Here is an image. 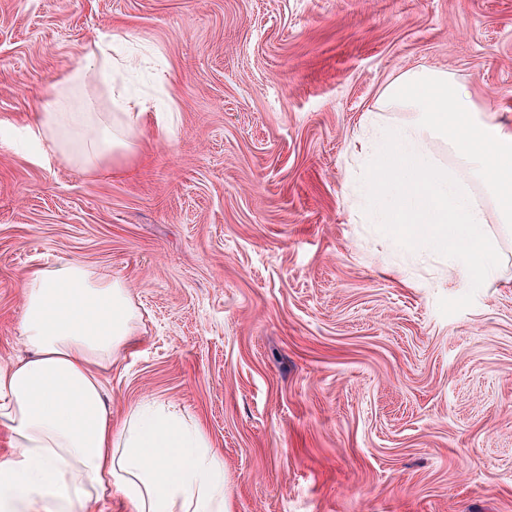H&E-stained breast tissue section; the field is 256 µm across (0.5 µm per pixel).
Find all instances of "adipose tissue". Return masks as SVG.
I'll return each mask as SVG.
<instances>
[{
    "label": "adipose tissue",
    "mask_w": 512,
    "mask_h": 512,
    "mask_svg": "<svg viewBox=\"0 0 512 512\" xmlns=\"http://www.w3.org/2000/svg\"><path fill=\"white\" fill-rule=\"evenodd\" d=\"M113 35H95L28 126L72 164L95 169L141 150L146 101L117 86ZM108 89L110 110L95 92ZM19 335L27 358L0 363V512H94L119 494L131 512H226L224 461L176 404L149 400L113 423L103 374L139 329L124 283L72 260L26 271Z\"/></svg>",
    "instance_id": "adipose-tissue-1"
}]
</instances>
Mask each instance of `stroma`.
Masks as SVG:
<instances>
[{
  "mask_svg": "<svg viewBox=\"0 0 512 512\" xmlns=\"http://www.w3.org/2000/svg\"><path fill=\"white\" fill-rule=\"evenodd\" d=\"M174 108L84 171L33 112L96 34ZM453 75L512 130V0H0V363L25 356V271L121 279L140 333L113 422L178 404L224 458L229 512H512V236L466 293L354 207L360 125L397 73Z\"/></svg>",
  "mask_w": 512,
  "mask_h": 512,
  "instance_id": "1",
  "label": "stroma"
}]
</instances>
